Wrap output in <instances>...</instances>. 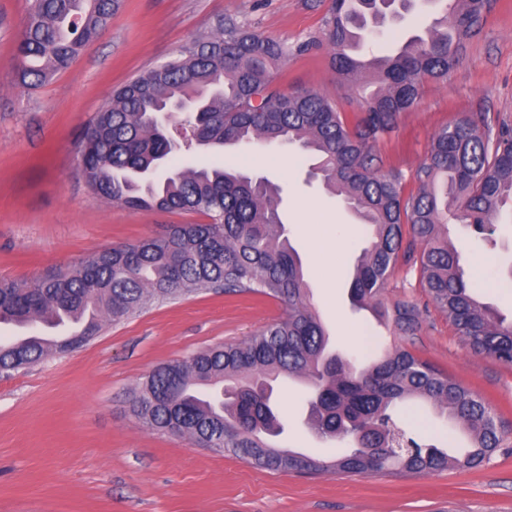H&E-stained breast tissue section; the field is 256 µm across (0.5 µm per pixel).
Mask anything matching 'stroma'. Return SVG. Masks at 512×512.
<instances>
[{
  "instance_id": "stroma-1",
  "label": "stroma",
  "mask_w": 512,
  "mask_h": 512,
  "mask_svg": "<svg viewBox=\"0 0 512 512\" xmlns=\"http://www.w3.org/2000/svg\"><path fill=\"white\" fill-rule=\"evenodd\" d=\"M29 10V0H0V280L30 282L104 248L202 222L196 213L102 200L86 184L77 147L114 87L165 64L217 19L291 46L307 44L274 70V87L317 92L350 118L360 108L358 88L338 85L328 66L321 42L326 8L315 0H123L106 31L37 87L14 77L16 39ZM434 16L417 7L371 36L367 48L388 52ZM473 112L512 122V0H495L447 81H423L417 104L377 145L383 170L401 173L405 194L416 193L412 174L435 132ZM259 152L281 163L261 176L281 189V217L332 348L362 360L389 345L386 330L348 299L362 225L312 176L311 159L275 144ZM451 238L458 249L489 256L480 285L511 317L512 223L500 222L494 248L459 226ZM321 247L344 256L325 280L316 266ZM387 296L420 314L419 332L404 345L479 393L501 420L503 445L482 467L405 476L278 472L137 424L128 399L154 368L243 342L284 314L279 301L260 295L202 291L106 322L72 353L0 373V512H512V366L469 348L420 288L411 263L399 261ZM273 396L282 409L281 446L324 458L342 450V442L321 439L306 425L303 383H275Z\"/></svg>"
}]
</instances>
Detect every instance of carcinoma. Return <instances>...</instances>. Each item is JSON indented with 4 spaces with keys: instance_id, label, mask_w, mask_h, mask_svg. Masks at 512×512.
I'll use <instances>...</instances> for the list:
<instances>
[{
    "instance_id": "carcinoma-1",
    "label": "carcinoma",
    "mask_w": 512,
    "mask_h": 512,
    "mask_svg": "<svg viewBox=\"0 0 512 512\" xmlns=\"http://www.w3.org/2000/svg\"><path fill=\"white\" fill-rule=\"evenodd\" d=\"M416 0H329L323 39L341 85L368 78L354 123L328 98L304 88L271 86L269 66L288 47L218 19L215 33L112 91L86 127L78 159L90 190L132 209L196 212L203 224H176L160 238L107 248L36 282L0 281V323L78 321L77 330L46 344L40 334L0 341V372L38 363L92 339L103 319L118 321L154 302L198 290L254 293L282 302L284 316L249 340L212 347L156 367L133 391L129 410L142 426L176 429L216 452L274 471L364 475L394 467L403 473L482 466L501 447L494 409L431 363L395 346L358 365L326 353L329 336L311 302L300 256L279 216V189L266 179L231 172L224 161L150 175L164 161L199 147L225 157L231 145L279 142L313 154L324 186L342 198L367 231L349 295L395 336L419 331L418 312L391 302L385 286L400 259L413 261L419 283L470 348L512 365V321L481 299L448 242V216L485 236L512 198V123L466 115L441 127L428 157L413 172L406 197L398 173H385L375 147L420 97L424 79L445 80L462 61L491 0H456L434 24L409 35L388 56L362 53L372 28L403 17ZM120 0H34L17 38L18 83L33 86L67 69L112 20ZM193 127L199 138L175 149L157 124ZM307 378L308 424L322 439L350 438L354 447L330 460L279 448L283 432L271 406L269 380ZM429 403L469 436L450 454L402 418L397 406Z\"/></svg>"
}]
</instances>
